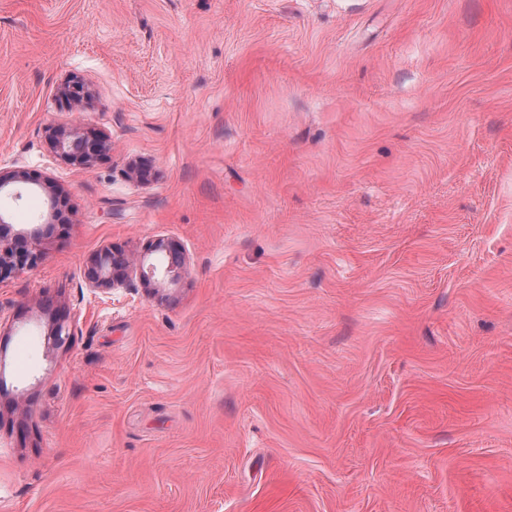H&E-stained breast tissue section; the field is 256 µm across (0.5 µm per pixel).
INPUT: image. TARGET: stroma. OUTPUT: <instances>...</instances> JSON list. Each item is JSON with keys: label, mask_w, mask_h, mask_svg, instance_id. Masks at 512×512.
I'll return each instance as SVG.
<instances>
[{"label": "stroma", "mask_w": 512, "mask_h": 512, "mask_svg": "<svg viewBox=\"0 0 512 512\" xmlns=\"http://www.w3.org/2000/svg\"><path fill=\"white\" fill-rule=\"evenodd\" d=\"M14 170L0 512H512V0H0ZM54 148L73 164L88 165L93 155L103 147V140L85 134L79 127L61 130L55 135ZM30 179L23 171L0 173V194L3 192L19 199L22 192L30 189ZM11 224L9 218L0 211V280L16 269L35 267L39 262V254L35 243L41 237L42 226L33 225L17 231L15 238L8 243L4 240V229ZM165 252L168 254V265L163 273L153 263L147 262V255L152 253ZM136 270L139 271V278L142 285L146 288H157L163 283L176 284L182 277V272L186 268V260L180 250L171 242L164 239H157L146 246V253L138 263L132 260ZM130 265L117 251L107 250L97 255L92 265L86 271V279L91 288L111 289L124 282L121 273L123 268Z\"/></svg>", "instance_id": "1"}]
</instances>
